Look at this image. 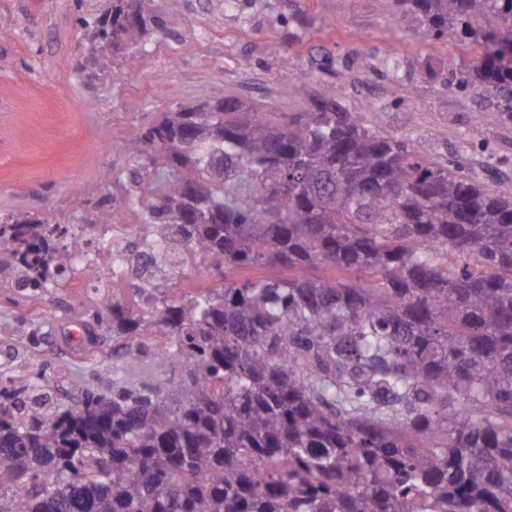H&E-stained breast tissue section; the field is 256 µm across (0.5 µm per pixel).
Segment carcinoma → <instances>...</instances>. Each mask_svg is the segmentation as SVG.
<instances>
[{
  "instance_id": "1",
  "label": "carcinoma",
  "mask_w": 512,
  "mask_h": 512,
  "mask_svg": "<svg viewBox=\"0 0 512 512\" xmlns=\"http://www.w3.org/2000/svg\"><path fill=\"white\" fill-rule=\"evenodd\" d=\"M422 36L477 49V86L512 120V0H392ZM112 0L99 47L144 39ZM126 203L156 260L214 283L181 301L105 297L112 247L71 225L0 224V282L41 291L77 269L95 320L169 372L52 395L0 370V512H512V196L430 144L319 95L261 112L236 94L136 134ZM286 268L288 277L274 273ZM102 233L103 227L95 231H91L89 227L86 228V226L84 231L75 229L74 236L71 240H69V243L75 251L89 250L93 252L101 245L100 238Z\"/></svg>"
}]
</instances>
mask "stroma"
Segmentation results:
<instances>
[{"instance_id":"obj_1","label":"stroma","mask_w":512,"mask_h":512,"mask_svg":"<svg viewBox=\"0 0 512 512\" xmlns=\"http://www.w3.org/2000/svg\"><path fill=\"white\" fill-rule=\"evenodd\" d=\"M111 10L112 0H0V222L39 211L75 225L74 250H96L101 233L88 225L103 195L115 200L114 223L140 221L123 174L134 132L230 90L283 112L330 96L378 129L430 140L437 156L483 161L492 184L512 193V123L480 88L449 89L439 66L468 52L420 37L390 0H240L234 11L224 0H145L166 32L87 68L90 25ZM388 54L402 62L400 80L379 70ZM297 82L298 98L283 99ZM92 307L79 273L33 303L0 283V348L20 352L28 369L46 361L51 374L83 380L120 345L78 355L66 344L76 313Z\"/></svg>"}]
</instances>
